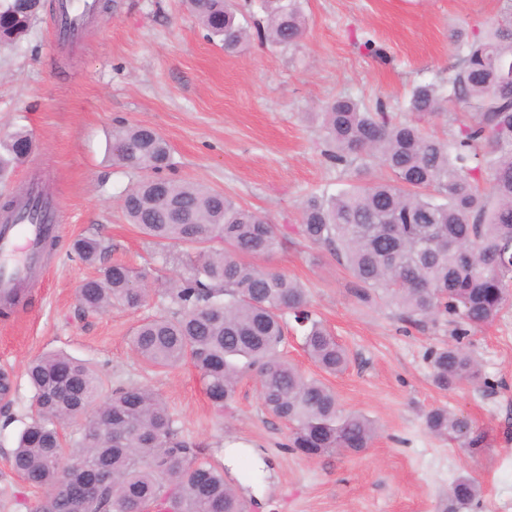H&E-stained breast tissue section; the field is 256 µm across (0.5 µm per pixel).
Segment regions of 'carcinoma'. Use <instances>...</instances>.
I'll list each match as a JSON object with an SVG mask.
<instances>
[{"mask_svg":"<svg viewBox=\"0 0 512 512\" xmlns=\"http://www.w3.org/2000/svg\"><path fill=\"white\" fill-rule=\"evenodd\" d=\"M255 2L263 18L249 26L240 21L235 0H185L226 51L253 36L297 45L305 32L304 0ZM40 10L34 0H0V47L19 43ZM460 51L448 89L434 83L414 88L409 119L381 104L363 110L350 96L325 105V159L344 167L359 160V174L377 163L387 177L335 194H309L296 227L299 237L345 266L357 301L395 305L414 324L446 313L458 337L492 324L512 304V266L503 255L512 242V20L476 29ZM451 105L465 112L453 119L448 140L426 133L422 123L448 116ZM32 147L24 131L0 142V183ZM112 156L140 174L122 200L129 223L155 245L193 249L187 275L160 293L166 311L134 330L139 360L161 369L192 364L219 411L232 409L238 382L254 374L263 406L288 425L286 449L309 458L365 452L377 433L373 421L341 409L329 385L281 350L290 315L317 368L337 374L349 362L345 348L314 318L306 289L252 263L280 246L278 225L221 190L163 175L172 168L171 149L149 126L113 131ZM72 250L94 264L106 247L83 236ZM149 300L147 273L120 263L101 268L80 293L86 313L137 310ZM431 367L443 390L482 378L478 362L458 343L433 351ZM26 375L34 401L10 464L42 490L29 512H139L152 504L162 512H246L224 471L199 457L151 388L120 386L101 403L102 376L62 351L35 357ZM83 409L93 413L69 442L65 430ZM424 423L472 455L488 447L484 429L444 408L429 411ZM481 492L474 478H458L445 512H467Z\"/></svg>","mask_w":512,"mask_h":512,"instance_id":"obj_1","label":"carcinoma"}]
</instances>
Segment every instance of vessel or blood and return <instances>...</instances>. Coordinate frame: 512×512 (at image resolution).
<instances>
[{
  "label": "vessel or blood",
  "instance_id": "vessel-or-blood-1",
  "mask_svg": "<svg viewBox=\"0 0 512 512\" xmlns=\"http://www.w3.org/2000/svg\"><path fill=\"white\" fill-rule=\"evenodd\" d=\"M96 7V0H58L53 41L76 39ZM29 208V203H22L10 223L0 225V299L15 296V286L26 273V260L38 257L44 235L53 233L59 221L52 201L41 203L36 224L29 220Z\"/></svg>",
  "mask_w": 512,
  "mask_h": 512
}]
</instances>
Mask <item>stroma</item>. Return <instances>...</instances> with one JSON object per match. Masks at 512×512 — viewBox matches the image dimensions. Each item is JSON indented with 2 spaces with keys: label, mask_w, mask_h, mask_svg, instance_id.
I'll list each match as a JSON object with an SVG mask.
<instances>
[{
  "label": "stroma",
  "mask_w": 512,
  "mask_h": 512,
  "mask_svg": "<svg viewBox=\"0 0 512 512\" xmlns=\"http://www.w3.org/2000/svg\"><path fill=\"white\" fill-rule=\"evenodd\" d=\"M55 3L42 0L25 38L0 49V135L23 129L35 143L0 184V201L36 184L63 217L21 303L0 316V373L11 381L0 396V512H27L39 495L14 475L8 454L29 421L25 366L56 350L91 363L106 389L137 383L159 393L251 512H441L461 475L483 488L471 512H512V308L464 340L483 383L440 390L428 355L451 343L448 316L410 325L394 306L360 304L346 269L291 232L306 195L356 180L323 157L325 104L347 94L406 116L415 86L447 82L458 62L454 32L512 16V0H306L295 47L254 39L233 52L207 38L182 0H107L76 41L53 49ZM132 124L168 141L172 178L223 190L288 228L261 264L297 278L347 348V370L325 381L342 408L378 425L364 453L287 452L288 428L264 408L255 376L242 378L233 410L221 413L192 365L142 364L131 332L157 312V299L138 311H82L77 289L97 268L71 254L75 238H101L104 262L148 271L158 290L187 271L183 246L148 244L124 215L122 197L137 176L113 161L110 143L113 129ZM437 407L486 430L488 448L470 455L430 435L424 416Z\"/></svg>",
  "instance_id": "35a3bbf8"
}]
</instances>
